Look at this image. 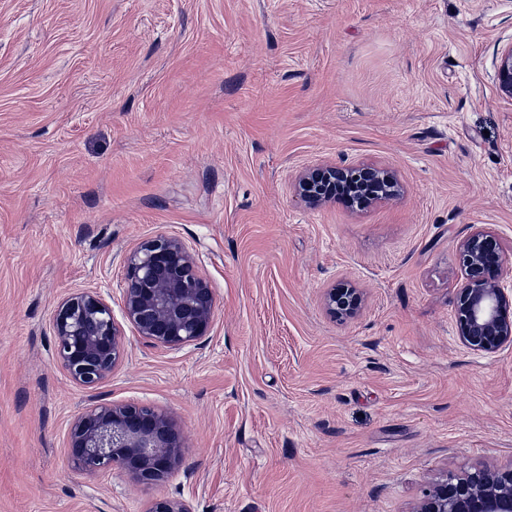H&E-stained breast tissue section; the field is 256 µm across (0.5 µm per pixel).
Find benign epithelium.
Wrapping results in <instances>:
<instances>
[{
    "label": "benign epithelium",
    "instance_id": "1",
    "mask_svg": "<svg viewBox=\"0 0 512 512\" xmlns=\"http://www.w3.org/2000/svg\"><path fill=\"white\" fill-rule=\"evenodd\" d=\"M501 94L512 98V46L502 52L497 72ZM294 193L310 207L342 199L363 208L393 199L398 184L392 171L372 166L320 164L293 183ZM463 281L458 291L456 322L468 348L493 354L512 345V291L502 286L505 257L494 234L473 230L459 243ZM122 304L137 335L170 349L207 335L215 302L208 281L184 242L170 235L153 237L125 258ZM324 306L331 315L350 320L361 309L358 289L333 285ZM57 355L71 379L93 388L121 359L122 333L112 307L98 293L85 291L64 300L52 320ZM181 441L175 422L164 410L133 404L102 403L75 419L69 436L71 467L83 474L120 469L138 483L152 484L178 470ZM150 512H191L182 501L159 498ZM415 512H512V463L483 465L455 483L429 488Z\"/></svg>",
    "mask_w": 512,
    "mask_h": 512
}]
</instances>
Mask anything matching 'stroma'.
I'll return each instance as SVG.
<instances>
[{"mask_svg": "<svg viewBox=\"0 0 512 512\" xmlns=\"http://www.w3.org/2000/svg\"><path fill=\"white\" fill-rule=\"evenodd\" d=\"M512 0H0V512H414L432 483L512 463V346L458 338V244L512 261ZM328 162L401 187L359 211L292 190ZM179 237L207 336H137L124 259ZM348 282L359 315L323 294ZM94 291L124 333L76 384L52 318ZM104 402L174 419L153 485L67 463ZM497 86L502 95L512 98V46L502 52L497 72ZM323 302L328 313L350 320L359 314L362 298L357 288L347 284H335L326 290Z\"/></svg>", "mask_w": 512, "mask_h": 512, "instance_id": "obj_1", "label": "stroma"}]
</instances>
